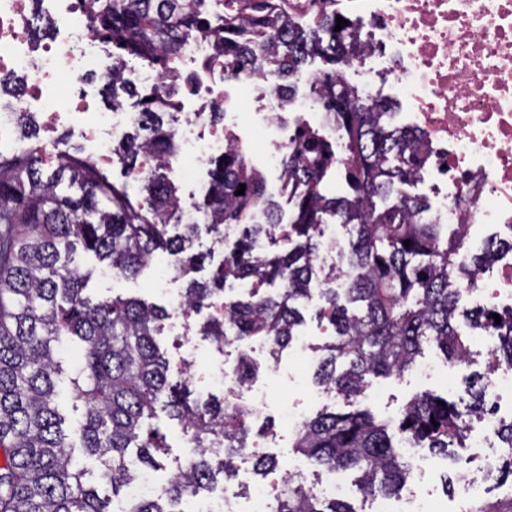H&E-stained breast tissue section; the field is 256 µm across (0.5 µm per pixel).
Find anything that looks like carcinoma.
<instances>
[{
  "instance_id": "obj_1",
  "label": "carcinoma",
  "mask_w": 512,
  "mask_h": 512,
  "mask_svg": "<svg viewBox=\"0 0 512 512\" xmlns=\"http://www.w3.org/2000/svg\"><path fill=\"white\" fill-rule=\"evenodd\" d=\"M90 2L88 23L101 41L148 61L172 81L182 44L206 26L221 44L225 68L269 70L290 91L306 65L320 59V104L346 130L342 169L351 194L321 192L332 148L316 134L298 133L284 164L288 176L308 189L289 201L287 224L265 191L263 173L233 151L211 163L200 206L209 223L174 228L177 143L167 121L169 101L146 100L112 68V106L124 105L121 91L144 117L112 148L124 182L73 153L58 155L55 168L46 170L34 113H17V133L31 146L0 151V512H115L85 485L75 448L101 462L115 494L139 471L162 466L165 437L151 424L159 409L179 421L197 455L159 492L125 512H183V499L234 480L235 460L247 452L258 475L278 468L276 458L254 451L258 440L274 435L273 426L254 427L245 403L191 400L187 381H171L170 362L156 340L167 310L122 295L92 301L84 295L91 271L75 260L81 247L130 279L160 250L176 256L187 275L204 262L203 254L192 252L201 233L222 244L226 226L236 228V239L224 263L208 280L191 279L183 297L199 311L224 295V317H208L201 333L215 344L236 346L239 385L259 372L249 346L263 341L274 353L287 348L305 325L307 306L333 332L332 340L315 347L313 379L352 410L304 420L291 445L295 453L315 467L355 469L363 495L391 498L400 496L413 473L402 441L450 459L448 449L467 447L466 419L492 412L486 386L493 366L512 367V312L500 314L498 323L492 305L461 306L462 285L491 264L498 244L471 253L446 225L419 222L424 204L407 192L415 179L418 135L390 125L393 105L363 101L340 80L350 65L342 50L348 27L335 30L332 14L306 29L293 27L275 0ZM132 177L146 193L142 202L128 193ZM241 184L244 194L238 195ZM257 209L263 224L252 219ZM331 218L352 232L348 275L339 284L316 271ZM279 227L291 242L288 251L260 250ZM243 280L252 284L247 293L233 288ZM470 331L491 332L497 344L486 372L473 375L468 401L416 394L393 421L360 407L373 380L403 378L425 345H435L450 364L469 362ZM70 337L79 341L82 361L68 375L57 346ZM65 376L74 402L83 406L77 445L63 428L57 401ZM496 441L509 449L497 467L506 481L512 479V420L499 423ZM214 448L223 449L215 466ZM273 499V512H356L348 501L323 498L292 480Z\"/></svg>"
}]
</instances>
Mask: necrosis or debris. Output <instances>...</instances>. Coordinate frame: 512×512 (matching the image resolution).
<instances>
[{"instance_id":"obj_1","label":"necrosis or debris","mask_w":512,"mask_h":512,"mask_svg":"<svg viewBox=\"0 0 512 512\" xmlns=\"http://www.w3.org/2000/svg\"><path fill=\"white\" fill-rule=\"evenodd\" d=\"M325 9L350 21L358 34L345 80L360 98L403 101L405 127L421 135L415 165L435 200L424 221L469 230L487 224L499 238L512 239V0H288V17L301 28ZM87 11L88 0H61L38 13L31 0H0V76L25 78L22 96L0 104V137L11 134L16 113L35 106L50 125L67 112H85L81 101L70 100L68 82L111 76ZM44 22L60 36L36 41ZM181 57L194 68L176 81L182 122L172 168L180 176L193 171V191L200 194L214 158L231 149L252 151V136L239 132L251 117L228 112L220 123L206 117L225 103L224 57L210 30L188 40ZM137 119L120 107L93 113L82 132L93 141L97 161L111 158L114 134ZM259 122L275 132L264 150L265 166L286 197L302 190L282 165L297 129L318 132L335 152L345 145V130L320 112L313 96L292 98L281 111L261 113ZM465 288L475 303L512 305V251L498 254ZM272 510L270 493L258 486L245 498L218 494L200 512Z\"/></svg>"}]
</instances>
